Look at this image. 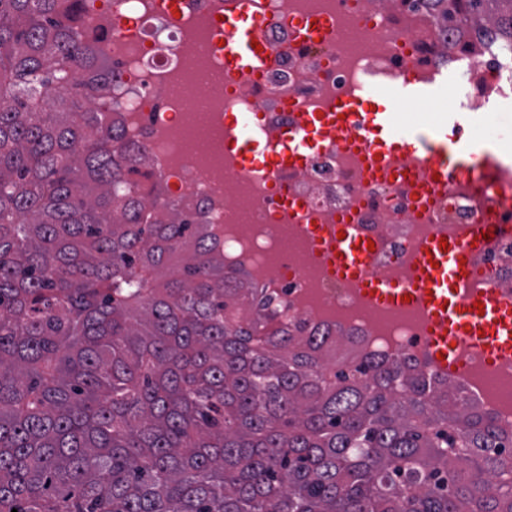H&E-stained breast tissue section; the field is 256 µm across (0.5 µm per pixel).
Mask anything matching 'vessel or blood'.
<instances>
[{"label": "vessel or blood", "mask_w": 512, "mask_h": 512, "mask_svg": "<svg viewBox=\"0 0 512 512\" xmlns=\"http://www.w3.org/2000/svg\"><path fill=\"white\" fill-rule=\"evenodd\" d=\"M269 0H227L212 36L220 42L224 74L250 78L265 71L271 60L269 46L255 48ZM301 42L328 40L331 21L307 17L297 21ZM441 87L417 68H408L380 93L373 73H366L358 92L341 96L329 111L307 113L299 123L278 133L269 145L257 121L245 112L231 113L226 143L244 164L286 169L320 149L327 134L358 154L369 174L417 184L422 196L438 197L449 185L466 189L482 186L496 191L512 175V155L503 153L497 140L472 135L478 117L455 110L436 124L418 122L412 108L436 98ZM507 225L475 228L462 225L450 234L434 233L417 241L409 251L408 275L383 280L368 274L371 253L368 240L345 229L343 238H331L324 252L340 279L357 280L379 300L403 303L419 299L436 324L430 347L440 369H456L454 356L461 344L480 341L494 351L512 350V295L477 287L472 276L475 255L484 251L489 235H502Z\"/></svg>", "instance_id": "b4317fda"}]
</instances>
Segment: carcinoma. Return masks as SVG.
<instances>
[{
    "label": "carcinoma",
    "instance_id": "1",
    "mask_svg": "<svg viewBox=\"0 0 512 512\" xmlns=\"http://www.w3.org/2000/svg\"><path fill=\"white\" fill-rule=\"evenodd\" d=\"M82 0H0V512H512V436L397 361L301 343L147 203ZM461 39L512 0H400Z\"/></svg>",
    "mask_w": 512,
    "mask_h": 512
}]
</instances>
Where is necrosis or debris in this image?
I'll return each instance as SVG.
<instances>
[{"instance_id": "obj_1", "label": "necrosis or debris", "mask_w": 512, "mask_h": 512, "mask_svg": "<svg viewBox=\"0 0 512 512\" xmlns=\"http://www.w3.org/2000/svg\"><path fill=\"white\" fill-rule=\"evenodd\" d=\"M224 3L182 0L174 15L163 0H82L84 29L107 26L114 34L100 48L112 64V109L127 138L143 151L164 198L212 226L225 266L246 267L253 287L269 297V313L298 340L327 329L344 339L349 361L372 354L436 374L420 305L402 311L337 281L317 244L337 225H354L378 245L371 269L400 280L415 241L460 224H512V180L490 199L452 187L423 204L404 182L367 175L358 156L334 141L282 173L246 170L224 149V116L253 113L274 135L357 90L366 71L392 79L410 64L434 73L451 63L466 70L462 106L476 112L483 98L512 89V60L485 48L461 54L422 14L393 22L382 0H270L261 36L274 52L272 68L255 80L229 79L209 32L210 17ZM305 16L334 20V36L299 42L293 24ZM187 83L197 85L206 106L203 143L193 141V115L175 92ZM287 238L294 251L283 250ZM474 272L478 284L512 293V235L478 254ZM448 381L512 433V355L461 347L459 371Z\"/></svg>"}]
</instances>
